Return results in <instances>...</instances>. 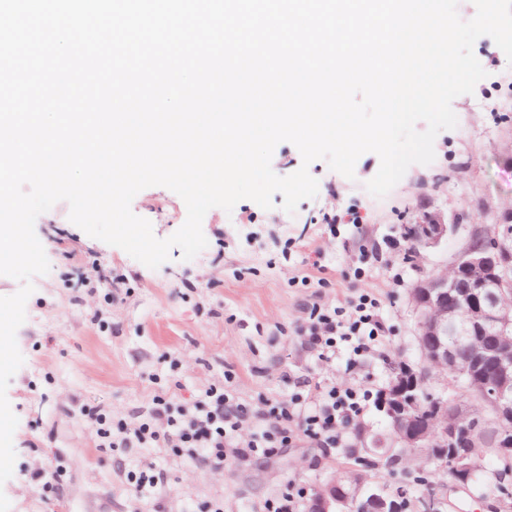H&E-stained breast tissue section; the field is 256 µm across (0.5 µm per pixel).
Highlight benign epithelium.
<instances>
[{
	"label": "benign epithelium",
	"mask_w": 512,
	"mask_h": 512,
	"mask_svg": "<svg viewBox=\"0 0 512 512\" xmlns=\"http://www.w3.org/2000/svg\"><path fill=\"white\" fill-rule=\"evenodd\" d=\"M431 229L422 245H437L448 234V225L438 213L426 216ZM457 261L478 278L477 287L461 288L456 268L420 281L413 292L412 302L418 319L417 342L427 367L448 369L451 350L448 336L460 325L474 331L473 358L460 370L463 376L476 374L488 365L495 366L498 377L490 391L493 406L492 422L501 432L495 451L502 457L512 456V336L507 329L512 324V311L500 304L499 293L512 283V252L509 242L497 241L491 250L464 248ZM453 307H448V302ZM492 333L493 340H483ZM416 386L407 381L390 382L387 391L388 414L402 423L398 441L404 451L413 455H433L448 466L454 479H465L472 473V448L475 447L479 424L468 406L436 404L432 424L416 428L411 413L418 408ZM336 480L314 499L313 512H390L389 498L375 492L367 498L362 494L336 498Z\"/></svg>",
	"instance_id": "7a95c632"
}]
</instances>
